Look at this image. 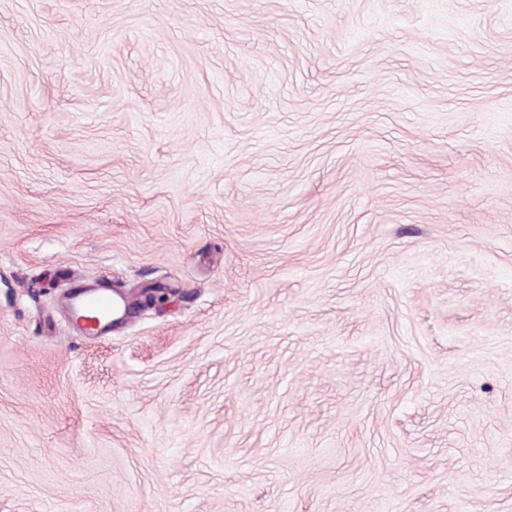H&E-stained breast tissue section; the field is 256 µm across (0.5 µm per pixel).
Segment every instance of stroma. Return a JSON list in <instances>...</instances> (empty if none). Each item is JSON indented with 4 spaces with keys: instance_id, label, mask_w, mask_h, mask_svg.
Segmentation results:
<instances>
[{
    "instance_id": "stroma-1",
    "label": "stroma",
    "mask_w": 512,
    "mask_h": 512,
    "mask_svg": "<svg viewBox=\"0 0 512 512\" xmlns=\"http://www.w3.org/2000/svg\"><path fill=\"white\" fill-rule=\"evenodd\" d=\"M0 512H512V0H0ZM82 288L88 287L74 285L69 291L71 293L68 307L69 316L72 318V316L84 315V325L88 320L94 321L98 324L94 330L101 328L102 331L99 334H105L111 329L112 318L116 315L118 307L125 304L130 305V303L127 298L121 300V304L114 303L112 291L89 292L82 290Z\"/></svg>"
}]
</instances>
